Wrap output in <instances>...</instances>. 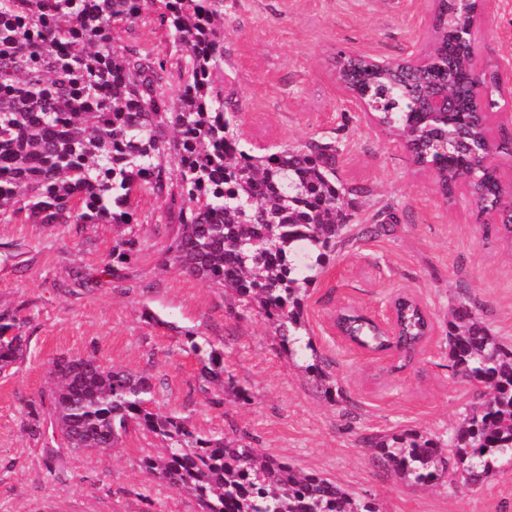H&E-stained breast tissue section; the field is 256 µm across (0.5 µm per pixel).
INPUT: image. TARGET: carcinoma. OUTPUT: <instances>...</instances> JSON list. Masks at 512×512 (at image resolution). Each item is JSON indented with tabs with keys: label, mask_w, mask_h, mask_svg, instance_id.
Returning <instances> with one entry per match:
<instances>
[{
	"label": "carcinoma",
	"mask_w": 512,
	"mask_h": 512,
	"mask_svg": "<svg viewBox=\"0 0 512 512\" xmlns=\"http://www.w3.org/2000/svg\"><path fill=\"white\" fill-rule=\"evenodd\" d=\"M151 5L148 16L143 4ZM225 0H0V223H132L133 200L164 199L178 224L164 265L236 296L275 326L288 354L304 350L303 301L336 247L350 240L341 200L363 188L336 178L337 141L312 139L255 155L234 130L239 107L224 95ZM448 0H439L429 55L442 66L387 63L360 56L338 62L341 81L375 105L379 122L399 132L419 166L434 163L445 197L475 154H509L512 136L488 138L473 113L500 108L497 71L474 63L477 15L448 28ZM155 18L174 52L125 45L116 31ZM488 206H498L512 232V209L501 201L495 173L478 171ZM138 247L113 242L106 271L117 273ZM401 336L384 335L361 312L337 318L346 338L372 353L389 352L407 366L431 332L417 303L397 309ZM448 359L482 388L448 446L418 433L364 440L379 462L411 486L445 478L451 453L465 482L485 481L500 456H512V347L488 334L462 303L448 324ZM24 321L0 312V373L26 351ZM209 384L208 402L224 403V350L191 343ZM49 422L66 449L105 452L132 432L159 443L140 467L193 496L201 512H380L318 473H303L268 455L247 434L207 435L186 418L156 409L149 377L95 358L53 362Z\"/></svg>",
	"instance_id": "1"
}]
</instances>
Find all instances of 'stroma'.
Segmentation results:
<instances>
[{
  "label": "stroma",
  "instance_id": "stroma-1",
  "mask_svg": "<svg viewBox=\"0 0 512 512\" xmlns=\"http://www.w3.org/2000/svg\"><path fill=\"white\" fill-rule=\"evenodd\" d=\"M436 0H236L224 13V91L239 104L237 131L261 154L333 137L336 176L368 191L342 201L353 228L389 209L386 234L338 246L304 299V320L324 372L325 396L289 356L273 325L223 289L164 266L175 234L165 206L142 197L127 231L139 246L118 275L106 274L119 230L112 224H0V308L25 322L30 346L0 377V512H200L187 493L155 482L140 466L152 451L132 435L106 452L58 449L24 426L49 389L61 356L95 357L149 376L160 412L206 434L246 431L298 470L317 471L381 512H512V460L481 486L463 479L429 487L378 465L363 436L417 432L448 440L477 401L476 386L448 365V322L460 303L504 343L512 342V240L481 223L462 196L445 198L399 137L379 126L340 84L336 60L377 62L422 55L433 38ZM479 61L498 67L512 94V0H490L478 24ZM412 295L427 311V344L404 370L350 347L333 326L349 304L385 318L391 300ZM224 350V366L248 401L214 406L200 390L187 334Z\"/></svg>",
  "mask_w": 512,
  "mask_h": 512
}]
</instances>
